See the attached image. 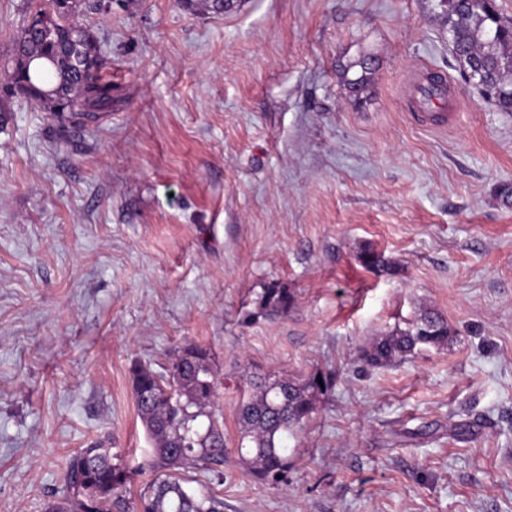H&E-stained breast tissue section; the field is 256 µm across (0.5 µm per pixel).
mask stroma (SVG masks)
Returning a JSON list of instances; mask_svg holds the SVG:
<instances>
[{
  "instance_id": "obj_1",
  "label": "stroma",
  "mask_w": 512,
  "mask_h": 512,
  "mask_svg": "<svg viewBox=\"0 0 512 512\" xmlns=\"http://www.w3.org/2000/svg\"><path fill=\"white\" fill-rule=\"evenodd\" d=\"M27 0H0V86ZM98 39L112 109L0 116V512L65 496L80 449L152 475L133 363L206 348L224 462L180 473L224 512H512V112L466 84L439 0H112ZM373 54L366 103L339 67ZM447 78L458 117L405 98ZM391 271L367 269L364 248ZM288 290L287 313L260 305ZM447 345L382 367L362 349L423 308ZM330 382L283 436L284 481L239 461L250 382Z\"/></svg>"
}]
</instances>
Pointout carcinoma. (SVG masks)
Listing matches in <instances>:
<instances>
[{
	"label": "carcinoma",
	"instance_id": "cac0c4a2",
	"mask_svg": "<svg viewBox=\"0 0 512 512\" xmlns=\"http://www.w3.org/2000/svg\"><path fill=\"white\" fill-rule=\"evenodd\" d=\"M84 0H40L14 42L7 79L17 94L52 112H71L95 119L112 111V81L103 75L104 59L90 29L77 15ZM448 37L456 60L464 65L476 58L482 67L463 74L468 83L499 92V106L512 109V35L495 0H440ZM374 58L362 55L344 66L341 79L357 103L373 86ZM361 263L380 272L389 270L384 256L370 248L360 253ZM292 298L269 288L261 299L265 308L288 310ZM447 321L430 308L406 329H397L374 341L363 353L370 366L387 365L414 352L419 345L438 347L448 342ZM138 415L150 441L140 469L155 477L146 484L137 512H224V501L213 495L188 491L174 471L199 463L224 462V434L215 417V383L206 349L191 345L175 356L169 378L133 364L130 369ZM323 387L317 377L280 378L254 385L239 408L241 463L256 477L278 483L288 472V449L282 437L300 427L316 410ZM131 470L121 453L92 446L72 457L64 472L67 495L53 500L46 512H127L119 491Z\"/></svg>",
	"mask_w": 512,
	"mask_h": 512
}]
</instances>
